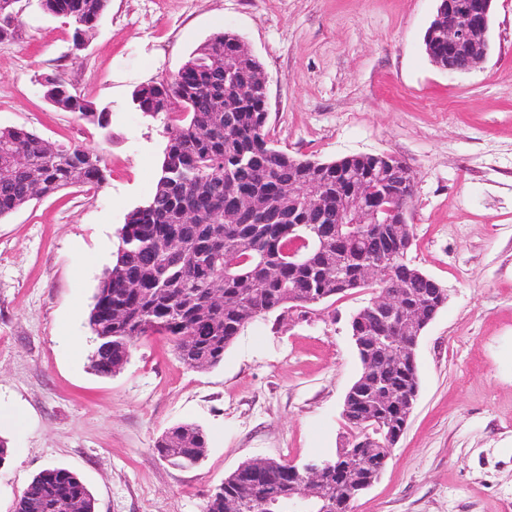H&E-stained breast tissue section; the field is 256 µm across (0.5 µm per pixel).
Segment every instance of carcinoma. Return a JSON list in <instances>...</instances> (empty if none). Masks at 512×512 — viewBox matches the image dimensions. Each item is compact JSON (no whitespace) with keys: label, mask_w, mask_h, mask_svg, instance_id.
I'll return each instance as SVG.
<instances>
[{"label":"carcinoma","mask_w":512,"mask_h":512,"mask_svg":"<svg viewBox=\"0 0 512 512\" xmlns=\"http://www.w3.org/2000/svg\"><path fill=\"white\" fill-rule=\"evenodd\" d=\"M42 9L70 20L72 43L81 50L109 6V0H41ZM239 38L225 31L196 49L169 80L133 92L136 108L164 115L167 145L155 189L134 207L120 229L115 261L100 281L89 315L94 347L90 367L109 376L127 362L144 338L161 336L192 369L220 364L224 352L254 320L305 304L315 295L331 300L357 288L377 289L359 279L361 268L385 262L401 281L403 314L418 322L445 305L438 282L407 260L408 248L381 252L391 239L390 210L402 207L410 219L415 177L400 180L397 194L380 184L385 161L358 154L311 164L275 148L265 117L266 92L246 101L237 86L255 77L257 60L240 58ZM44 97L57 110L108 124V113L73 93L59 76L45 79ZM108 170L96 150L51 145L26 127H0V218L38 197L72 186L102 188ZM317 187L288 222L290 207L281 190L291 182ZM365 194L378 223L359 224L343 242L318 230L336 224V205L352 191ZM355 326L380 336L388 325L368 311ZM362 371L354 395L345 399V422L355 433L382 423L402 430L399 397L420 387L417 363L373 348L358 352ZM207 449L203 430L192 423L173 427L155 443L159 456L180 466L200 461ZM331 475L329 506L352 512L359 495L355 458ZM259 482L288 493L289 470L269 463L258 477L228 475L207 497L203 512H225L237 500L242 512H261ZM14 512H95V500L79 476L49 467L17 497Z\"/></svg>","instance_id":"1"}]
</instances>
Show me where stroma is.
I'll return each instance as SVG.
<instances>
[{
    "instance_id": "35a3bbf8",
    "label": "stroma",
    "mask_w": 512,
    "mask_h": 512,
    "mask_svg": "<svg viewBox=\"0 0 512 512\" xmlns=\"http://www.w3.org/2000/svg\"><path fill=\"white\" fill-rule=\"evenodd\" d=\"M437 0H110L79 55L64 19L31 7L0 41V126L98 150L100 190L66 188L0 219V512L50 466L74 471L96 512H203L250 459L330 456L351 430L361 371L348 319L372 293L250 323L198 370L156 336L109 377L90 369L93 296L126 214L152 195L166 140L135 109L216 33L240 37L267 76L270 135L293 155L389 153L415 175L410 263L448 301L419 337L420 390L380 480L354 512H512V0H495L485 60L451 73L427 57ZM58 74L108 111L106 128L43 98ZM199 425L205 459L156 441Z\"/></svg>"
}]
</instances>
